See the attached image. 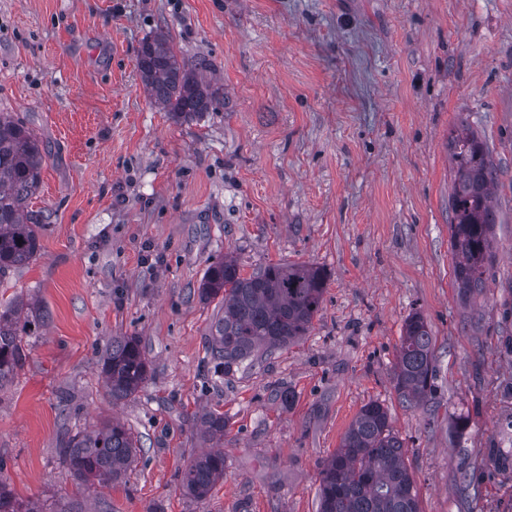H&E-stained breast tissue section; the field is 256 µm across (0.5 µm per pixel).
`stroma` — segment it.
I'll return each mask as SVG.
<instances>
[{
    "label": "stroma",
    "mask_w": 512,
    "mask_h": 512,
    "mask_svg": "<svg viewBox=\"0 0 512 512\" xmlns=\"http://www.w3.org/2000/svg\"><path fill=\"white\" fill-rule=\"evenodd\" d=\"M164 32L223 107L190 122L152 102L140 43ZM0 112L46 148L42 250L0 279L44 317L0 388V478L44 512H317L319 467L366 403L388 409L422 512H512V0H0ZM468 117L499 167L483 291L454 284L446 149ZM243 271L327 275L307 336L228 376L203 369L216 314L198 288ZM433 337L437 389L402 404L407 317ZM139 337L150 374L112 403L100 357ZM285 386L292 405L273 395ZM223 414L224 479L179 473ZM112 419L140 441L125 483L67 471V436ZM468 499L460 497L461 481ZM197 422H199L201 435L205 440H216L217 443H219L224 439V428L226 427V423L224 421L223 414L208 411L197 418Z\"/></svg>",
    "instance_id": "35a3bbf8"
}]
</instances>
